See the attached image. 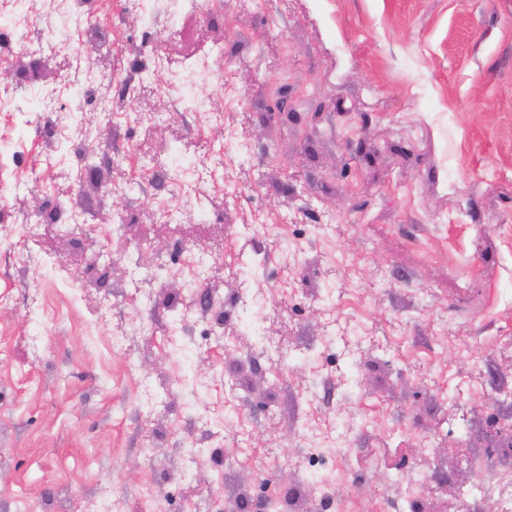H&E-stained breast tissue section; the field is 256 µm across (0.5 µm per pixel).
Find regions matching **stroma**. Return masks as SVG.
<instances>
[{
  "mask_svg": "<svg viewBox=\"0 0 512 512\" xmlns=\"http://www.w3.org/2000/svg\"><path fill=\"white\" fill-rule=\"evenodd\" d=\"M0 28V512L512 500V0Z\"/></svg>",
  "mask_w": 512,
  "mask_h": 512,
  "instance_id": "35a3bbf8",
  "label": "stroma"
}]
</instances>
